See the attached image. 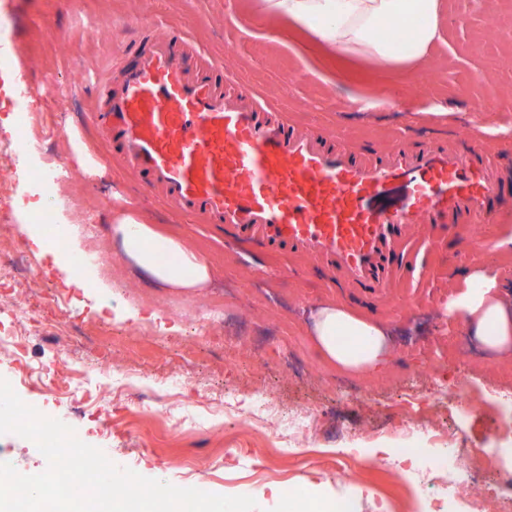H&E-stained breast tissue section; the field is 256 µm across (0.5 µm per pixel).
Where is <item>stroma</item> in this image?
<instances>
[{
    "label": "stroma",
    "mask_w": 512,
    "mask_h": 512,
    "mask_svg": "<svg viewBox=\"0 0 512 512\" xmlns=\"http://www.w3.org/2000/svg\"><path fill=\"white\" fill-rule=\"evenodd\" d=\"M460 22L443 30L424 70L371 77L353 61L345 80L307 37L242 10L238 0H0L9 23L0 49L33 86L81 81L77 96L59 111L65 133L47 152H13L10 177L0 188L25 189L29 168L41 169L62 209L68 248H103L106 265H83L87 285L74 288L57 264L58 252L34 245L22 212L10 216L16 241L31 258L15 289L37 310L56 340L33 332L30 368L66 348L71 377L91 389L82 410L49 386L19 387L31 406L83 432L114 465L180 488L207 480L214 494L249 496L256 512H287L295 496L304 512H325L342 497L353 512H424L432 485H418L385 449L410 431L454 433L464 476L480 469L493 492L503 466L494 453L504 403L512 386L496 366L512 368V351L493 354L462 320L446 310L452 288L483 274L512 283V111L478 112L480 102L512 99V0H444ZM178 27L190 42L222 62L224 74L260 98L276 102L293 124L354 145L370 156L394 142H455L480 136L499 162L502 179L491 207L496 216L482 247L451 230L422 226L405 258L406 270L384 298L351 296L310 258L224 238L145 188L88 120L103 106L99 68L111 60V79L126 69L152 37ZM372 91L379 107L361 109ZM463 94L464 114H440V99ZM64 159L71 180L59 182L49 160ZM124 212L193 249L211 270L200 288L164 285L139 272L112 234V215ZM71 293L56 307L48 289ZM342 303L383 324L388 361L375 373L330 363L313 335L317 310ZM178 374V404L136 391L113 394L106 365ZM263 400L288 416L303 410L312 428L299 445L282 447L273 429L247 415L208 421L225 394ZM411 401V417L400 406ZM0 463L32 475L48 463L36 445L0 434Z\"/></svg>",
    "instance_id": "obj_1"
}]
</instances>
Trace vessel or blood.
Returning <instances> with one entry per match:
<instances>
[{"label": "vessel or blood", "instance_id": "obj_1", "mask_svg": "<svg viewBox=\"0 0 512 512\" xmlns=\"http://www.w3.org/2000/svg\"><path fill=\"white\" fill-rule=\"evenodd\" d=\"M185 39H153L119 86L104 84L105 111L90 114L127 168L180 211L219 224L233 238L303 254L347 286L387 292L394 258L412 227L453 225L463 237L490 221L501 178L483 144L462 149L393 145L364 157L299 130L248 88L223 84Z\"/></svg>", "mask_w": 512, "mask_h": 512}]
</instances>
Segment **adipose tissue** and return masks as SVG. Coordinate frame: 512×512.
Instances as JSON below:
<instances>
[{
	"label": "adipose tissue",
	"mask_w": 512,
	"mask_h": 512,
	"mask_svg": "<svg viewBox=\"0 0 512 512\" xmlns=\"http://www.w3.org/2000/svg\"><path fill=\"white\" fill-rule=\"evenodd\" d=\"M252 9L274 24L292 23L312 34L336 59H359L372 73L402 67L423 68L440 36L442 0H249ZM405 29L411 44L400 52L389 30ZM114 228L135 263L159 282L179 288L204 283L209 271L182 243L163 237L130 216ZM495 279L466 278L449 295V316L461 318L484 346L512 350V306L497 295ZM315 334L325 356L352 370H374L386 361L383 331L341 307L322 308Z\"/></svg>",
	"instance_id": "ef3b65f1"
}]
</instances>
